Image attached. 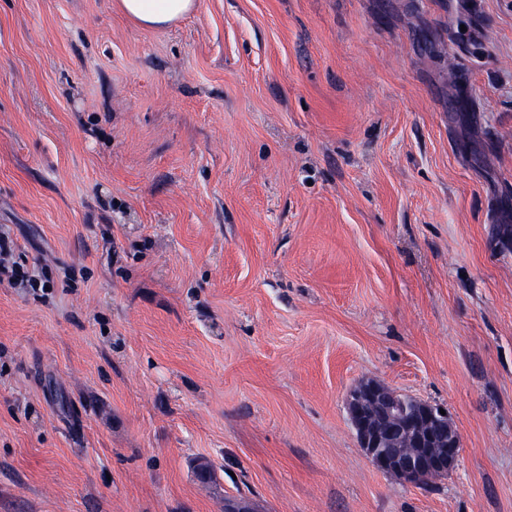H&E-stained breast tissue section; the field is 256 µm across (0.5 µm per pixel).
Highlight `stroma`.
<instances>
[{
    "label": "stroma",
    "mask_w": 512,
    "mask_h": 512,
    "mask_svg": "<svg viewBox=\"0 0 512 512\" xmlns=\"http://www.w3.org/2000/svg\"><path fill=\"white\" fill-rule=\"evenodd\" d=\"M115 2L0 0V512H512V0ZM196 0H117L118 9L138 25L164 29L196 8ZM348 411L359 446L376 470L409 484H421L433 478L431 475L447 474L455 467L461 441L445 408L417 400L406 405L396 391L368 380L353 391ZM422 421L429 427L425 435L418 433ZM415 433L422 448L416 452L406 446L399 448L402 436ZM430 445L441 448L424 447Z\"/></svg>",
    "instance_id": "1"
}]
</instances>
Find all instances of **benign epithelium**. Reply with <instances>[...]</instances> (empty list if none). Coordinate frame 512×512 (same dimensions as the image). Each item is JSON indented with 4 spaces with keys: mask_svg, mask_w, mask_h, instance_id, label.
<instances>
[{
    "mask_svg": "<svg viewBox=\"0 0 512 512\" xmlns=\"http://www.w3.org/2000/svg\"><path fill=\"white\" fill-rule=\"evenodd\" d=\"M348 411L359 446L376 470L421 484L455 467L460 436L439 406L417 400L407 405L396 391L368 380L353 391ZM415 433L418 451L399 447L402 436Z\"/></svg>",
    "mask_w": 512,
    "mask_h": 512,
    "instance_id": "obj_1",
    "label": "benign epithelium"
}]
</instances>
